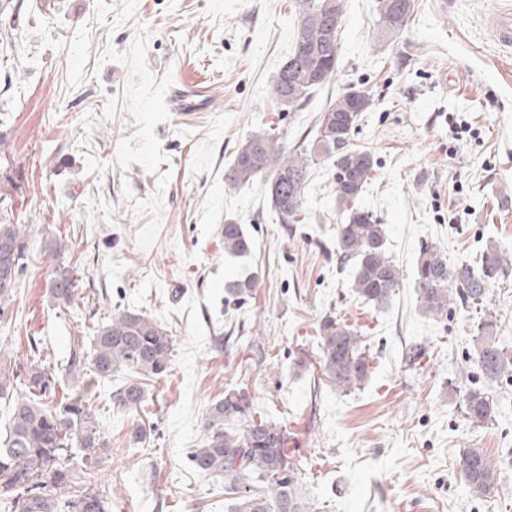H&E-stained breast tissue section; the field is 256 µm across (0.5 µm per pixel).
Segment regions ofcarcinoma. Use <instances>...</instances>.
<instances>
[{
    "instance_id": "carcinoma-1",
    "label": "carcinoma",
    "mask_w": 512,
    "mask_h": 512,
    "mask_svg": "<svg viewBox=\"0 0 512 512\" xmlns=\"http://www.w3.org/2000/svg\"><path fill=\"white\" fill-rule=\"evenodd\" d=\"M298 18L294 47L279 68L272 97L298 110L318 89L336 76L338 35L345 18V0H293ZM378 37L396 39L406 29L414 0H377ZM370 96L352 90L330 100L314 125L315 135L290 146L281 132L262 128L242 140L224 170L230 191L248 188L261 179L279 224H302L306 219L304 192L311 169L324 157L335 170L333 196L344 222L336 231V257L354 268L352 288L365 302L380 307L402 285V273L387 248L385 225L360 206L377 161L351 138ZM12 251L14 275L27 258L25 225L0 221V249ZM253 248L247 228L232 220L224 224V252L243 257ZM512 274V254L488 244L479 266H451L435 247L420 248L415 291L422 313L434 318L450 305L473 308L484 304L490 286ZM257 276L231 283L230 293L241 299L254 288ZM79 283L72 269L58 266L47 294L59 307L77 299ZM318 366L321 374L347 393L371 374L372 356L361 333L338 320L326 319L319 329ZM173 340L167 330L131 310L113 314L95 330L91 352L77 346L68 374L90 371L110 379L126 369L138 375L112 394V405L136 411L148 400L145 381L169 373ZM474 362L482 385L466 383L459 389L463 416L472 425L495 417L498 401L492 387L512 380V352L496 341L495 323L483 321L477 329ZM58 379L43 360L34 357L23 366L12 365L0 354V401L7 407V425L0 435V512H110L111 501L88 487L90 470L110 445L101 431L97 411L80 393L54 401ZM206 438L192 450L196 471L224 480V493L233 500V512H304L297 492V469L288 456V435L281 427L253 416L252 402L242 389H229L206 416ZM457 468L467 489L479 495L494 492L497 469L480 448H465Z\"/></svg>"
}]
</instances>
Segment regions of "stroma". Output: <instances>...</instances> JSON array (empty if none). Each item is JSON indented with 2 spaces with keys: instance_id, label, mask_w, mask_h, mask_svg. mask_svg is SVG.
I'll return each mask as SVG.
<instances>
[{
  "instance_id": "35a3bbf8",
  "label": "stroma",
  "mask_w": 512,
  "mask_h": 512,
  "mask_svg": "<svg viewBox=\"0 0 512 512\" xmlns=\"http://www.w3.org/2000/svg\"><path fill=\"white\" fill-rule=\"evenodd\" d=\"M502 7L512 0H415L385 43L377 0H346L336 77L292 112L271 96L294 46L291 0H0V205L30 246L0 349L23 364L38 345L59 393L96 406L110 449L93 484L112 512H228L223 479L188 455L233 387L286 429L307 512H512V382L496 387L498 412L480 426L456 394L476 369L481 316L512 351V278L490 287L483 309L438 320L420 313L413 286L421 241L452 264L490 241L512 251V52L487 28ZM194 82L205 110L177 111ZM350 90L372 99L352 137L377 160L360 203L385 225L404 276L381 311L336 262L330 162L312 169L301 224L276 223L263 181L224 188L246 136L267 125L291 145L312 138L327 101ZM230 218L246 225L249 256L225 254ZM49 237L68 242L62 261L80 280L68 308L47 296ZM256 270L252 298L226 304L229 282ZM124 309L174 344L169 373L134 413L111 402L128 372L65 373L74 345ZM328 317L361 331L373 356L370 380L347 394L317 366ZM259 346L269 367L243 372ZM466 448L495 460L493 495L466 488L456 468Z\"/></svg>"
}]
</instances>
